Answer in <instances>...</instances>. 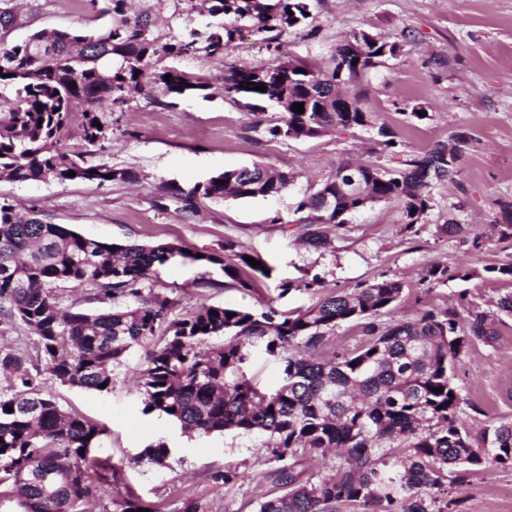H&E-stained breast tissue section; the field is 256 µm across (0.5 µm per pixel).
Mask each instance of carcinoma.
Wrapping results in <instances>:
<instances>
[{
    "mask_svg": "<svg viewBox=\"0 0 512 512\" xmlns=\"http://www.w3.org/2000/svg\"><path fill=\"white\" fill-rule=\"evenodd\" d=\"M103 2L96 31L36 30L20 43L8 41L17 20L0 7V173L17 182L76 179L101 184L125 182L133 174L88 158L112 134V113L133 91L160 92L151 103L163 108L206 85L167 60L199 53L228 56L247 32L275 44L309 17V0H204L215 19L201 39L156 33L158 15L176 22L196 0H150L139 14L129 0ZM410 33L390 40L365 30L338 44L324 68L299 59L232 66L224 93L237 100L247 85L245 107L256 114L273 105L279 122L266 128L273 139H307L326 129L370 127L363 109L369 75L401 50ZM172 78L165 79L166 75ZM263 85L266 91L255 90ZM304 104V112L293 111ZM79 121L82 150L72 144ZM100 126H95V123ZM376 144L383 153L398 146L381 124ZM469 137L458 133L422 155L389 169L374 160L343 161L296 208L305 244H328L324 225L342 228L354 213L376 203H396L403 232L416 236L431 209L430 188L458 174ZM75 175H69V172ZM433 177H425L426 172ZM357 177V183L350 181ZM294 175L261 164L227 169L189 189L166 188L188 215L203 201L256 199L281 195ZM500 238H512V202L499 204ZM226 238L222 253L183 252L175 243L115 244L87 238L60 224L19 217L0 198V315L24 325L37 338L36 355L0 346V508L5 512H103L89 483L94 471L118 483L121 468L91 455L106 429L64 409L44 386L43 373L62 385L107 392L126 355L151 346L139 380L143 414L156 415L184 433L232 430L262 434L274 456L285 462L275 472L282 492L259 503L257 512H459L450 489L491 465L512 467V422L474 433L459 417L460 395L451 365L472 340L494 338L495 316L469 314L460 327L453 309L425 311L396 323L377 319L400 300L403 282L382 275L290 317L268 299L260 308L203 305L176 317L178 301L154 291L159 268L176 257L220 264L226 285L254 288L267 265ZM431 285L448 281V268L432 262L423 273ZM317 274L284 279L278 297L319 286ZM86 288L105 305L86 313L64 305L61 289ZM342 322L362 326L365 342L329 359L307 355L323 345ZM259 339L282 366V384L257 386L244 372L246 342ZM439 392H433V389ZM13 411H8V408ZM341 449L345 462L316 480L303 477L297 452L309 460ZM168 441L148 444L135 462L169 465ZM114 512H162V503H144L131 494L112 501Z\"/></svg>",
    "mask_w": 512,
    "mask_h": 512,
    "instance_id": "1",
    "label": "carcinoma"
}]
</instances>
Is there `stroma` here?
Instances as JSON below:
<instances>
[{
    "label": "stroma",
    "instance_id": "obj_1",
    "mask_svg": "<svg viewBox=\"0 0 512 512\" xmlns=\"http://www.w3.org/2000/svg\"><path fill=\"white\" fill-rule=\"evenodd\" d=\"M10 5L22 20L10 35L14 42L34 29L99 26L88 0H10ZM359 30L390 38L404 30L412 34L400 54L372 74L364 101L365 110L387 124L400 143L398 154L383 157L384 166H399L403 156L424 153L457 133L470 137L459 175L432 186V208L419 236L404 233L399 206L380 203L331 230L328 248L307 247L295 222L297 202L339 162L372 148L374 130H331L301 140H273L251 131L253 115L224 96L225 63L203 56L185 58L181 66L206 82L207 90L182 96L173 108L135 94L125 111L113 114L112 143L93 160L131 169L136 181L0 178V198L19 214L32 212L42 222L107 243L175 242L192 252H214L230 237L271 266L270 277L243 293L226 287L221 265L166 264L155 289L176 299L180 313L200 303L256 308L271 297L278 309L291 312L384 273L404 284L400 300L382 317L386 323L423 310L453 307L464 319L474 311L496 310L500 298L512 295V279L489 271L512 255V243L499 241L494 226L499 202L512 201V0H311L306 27L284 35L280 50L324 65L336 45ZM433 55L446 60L444 69L426 67ZM416 108L427 112V119H413ZM255 162L294 173L293 185L274 199L207 201L192 218L174 200L162 209L156 205L166 183L189 187ZM451 218L467 225L466 237L439 234V225ZM432 261L447 266L446 283H423L422 271ZM305 269L320 274L322 288L278 297L280 281ZM496 329L492 342L472 341L452 365L460 414L475 430L512 421V313L500 315ZM149 352L146 345L131 349L108 392L47 382L61 406L108 429L93 454L120 466L122 479L102 493L103 504L130 490L178 512L184 494L191 493L210 512H257L258 503L276 490L270 474L277 464L265 437L234 431L190 436L143 415L138 377ZM161 435L173 447L172 466L137 462L141 449ZM227 467L241 475L235 486L211 478ZM456 495L462 512H512V468L491 466L473 474Z\"/></svg>",
    "mask_w": 512,
    "mask_h": 512
}]
</instances>
